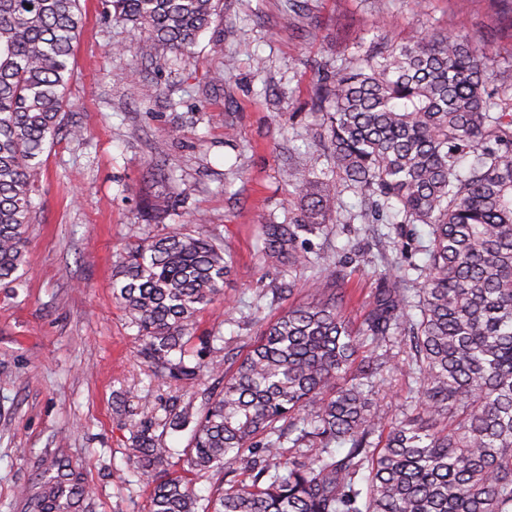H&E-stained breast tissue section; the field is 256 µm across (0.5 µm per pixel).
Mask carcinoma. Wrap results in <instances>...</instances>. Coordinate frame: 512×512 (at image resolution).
Returning a JSON list of instances; mask_svg holds the SVG:
<instances>
[{"instance_id":"carcinoma-1","label":"carcinoma","mask_w":512,"mask_h":512,"mask_svg":"<svg viewBox=\"0 0 512 512\" xmlns=\"http://www.w3.org/2000/svg\"><path fill=\"white\" fill-rule=\"evenodd\" d=\"M216 0H102L111 22L147 33L140 59L188 52L210 28ZM81 0H0V283L15 282L32 220L40 156L63 128ZM490 44L467 33L413 28L318 81L321 152L336 180L316 177L321 152L288 166L301 219L262 224L266 266L288 275L317 266L300 235L329 234L346 185L371 216L430 227L422 282L382 274L360 323L346 314V273L309 281L307 299L265 324L228 375L215 335L192 336L197 314L224 295L230 254L178 228L128 250L113 295L137 327L140 353L162 383L216 377L192 426L188 463L229 481L200 502L167 473L171 449L151 420L133 433L132 463L151 485L149 512H512V69L492 68ZM200 348L187 350L193 339ZM409 348L418 384L411 413L384 417L374 379L391 347ZM302 461H283L284 442ZM348 451L336 460L332 446ZM87 490L49 462L31 512H82Z\"/></svg>"}]
</instances>
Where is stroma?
<instances>
[{
  "label": "stroma",
  "mask_w": 512,
  "mask_h": 512,
  "mask_svg": "<svg viewBox=\"0 0 512 512\" xmlns=\"http://www.w3.org/2000/svg\"><path fill=\"white\" fill-rule=\"evenodd\" d=\"M82 7L64 123L85 136L59 135L42 155L26 261L16 282L0 285V512H27L26 493L57 458L86 485L84 512H146L151 487L129 463L146 408L173 452L170 472L196 495L213 494L216 475L186 462L190 429L169 426L170 411L200 404L204 388L151 381L137 329L112 294L116 261L175 228L224 244L235 270L193 333H221L244 354L260 320L306 297L307 274L264 265L257 227L302 215L286 159L317 147V79L384 39L403 41L413 25L489 37L498 66H512V17L500 0H309L299 14L289 0H220L191 52L166 53L159 69L136 55L144 31L105 21L101 0ZM116 43L124 53H113ZM228 56L236 60L229 75ZM161 157L175 183L148 179ZM362 208L358 193L341 189L332 233L307 238L322 267L346 262L347 314L356 322L385 262L424 265L429 239L424 224L361 223ZM198 213L206 224H193ZM405 359L395 350L378 384L384 416L403 411L416 388ZM123 398L129 408L121 412Z\"/></svg>",
  "instance_id": "stroma-1"
}]
</instances>
